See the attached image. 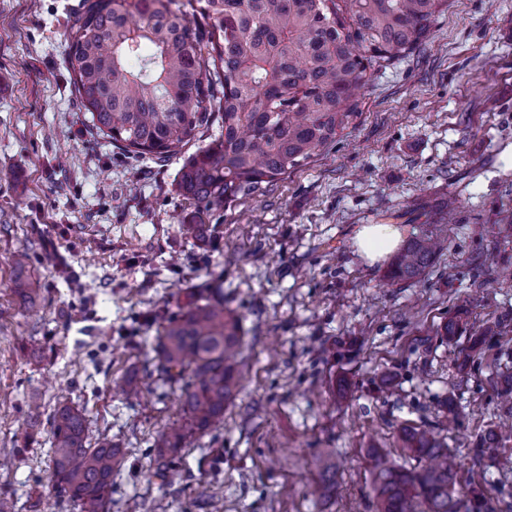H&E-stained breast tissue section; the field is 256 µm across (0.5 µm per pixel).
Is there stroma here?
<instances>
[{"label":"stroma","mask_w":512,"mask_h":512,"mask_svg":"<svg viewBox=\"0 0 512 512\" xmlns=\"http://www.w3.org/2000/svg\"><path fill=\"white\" fill-rule=\"evenodd\" d=\"M83 0H0V495L14 512H80L50 487L51 435L25 440L31 400L84 409L89 436L124 448L108 512H377L372 452L408 470L399 432L430 430L461 495L512 512V0H452L426 43L372 74L360 114L305 166L206 217L178 187L184 163L135 159L96 134L67 69ZM363 224L436 231L448 248L416 280L355 248ZM26 254L25 271L15 259ZM42 295L22 304L20 274ZM222 281L242 314V389L194 436L181 477L153 478L176 394L153 368L161 316ZM451 337L438 335L444 322ZM330 450L336 488L309 486ZM207 497H199L198 484Z\"/></svg>","instance_id":"35a3bbf8"}]
</instances>
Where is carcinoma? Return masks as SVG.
I'll return each instance as SVG.
<instances>
[{
  "mask_svg": "<svg viewBox=\"0 0 512 512\" xmlns=\"http://www.w3.org/2000/svg\"><path fill=\"white\" fill-rule=\"evenodd\" d=\"M197 25L174 0H84L67 32L68 68L81 108L97 132L136 156L160 162L201 138L212 116L220 136L189 155L179 187L212 212L240 201L306 164L336 141L360 109L371 69L419 47L449 0H202ZM139 60L138 69L129 65ZM446 247L422 233L392 261L389 275L422 276ZM193 302L163 320L155 338L162 385L178 386L186 424L156 442L153 476L175 477L174 461L195 434L224 423L242 371L241 316L224 305L219 281L190 292ZM137 374L121 391L138 396ZM51 489L80 512H105L125 451L100 435L90 443L84 410L62 404L50 418ZM413 456L406 471L374 457L380 512H461L448 449L418 428L401 435ZM309 489L327 496L336 471L322 450Z\"/></svg>",
  "mask_w": 512,
  "mask_h": 512,
  "instance_id": "obj_1",
  "label": "carcinoma"
}]
</instances>
